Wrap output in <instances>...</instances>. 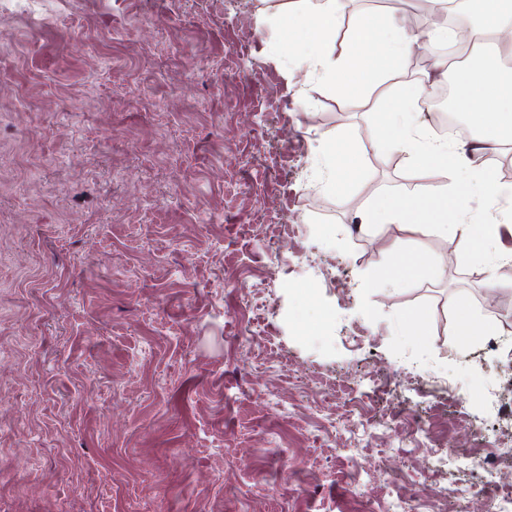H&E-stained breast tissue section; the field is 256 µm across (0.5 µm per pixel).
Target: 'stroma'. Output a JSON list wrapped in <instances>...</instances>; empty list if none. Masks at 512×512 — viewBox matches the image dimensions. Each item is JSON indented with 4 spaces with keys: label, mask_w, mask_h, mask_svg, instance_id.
I'll use <instances>...</instances> for the list:
<instances>
[{
    "label": "stroma",
    "mask_w": 512,
    "mask_h": 512,
    "mask_svg": "<svg viewBox=\"0 0 512 512\" xmlns=\"http://www.w3.org/2000/svg\"><path fill=\"white\" fill-rule=\"evenodd\" d=\"M259 7L68 0L35 26L0 0V512H394L446 487L443 512H477L471 486H512L445 463L486 453L460 424L512 434L486 392L512 401V364L484 350L512 290L483 303L512 266L480 234L357 232L448 178L375 147L374 103L283 68ZM365 14L429 26L423 0H346L337 47ZM448 46L404 80L451 83ZM417 410L424 431L382 424ZM356 170L341 165L338 153H336L335 141L333 146L327 151L324 161L323 178L326 183L334 188L336 184L342 183L355 173Z\"/></svg>",
    "instance_id": "obj_1"
}]
</instances>
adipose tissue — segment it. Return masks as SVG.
Masks as SVG:
<instances>
[{
	"label": "adipose tissue",
	"mask_w": 512,
	"mask_h": 512,
	"mask_svg": "<svg viewBox=\"0 0 512 512\" xmlns=\"http://www.w3.org/2000/svg\"><path fill=\"white\" fill-rule=\"evenodd\" d=\"M480 26L472 33L476 44L505 28H512V0H475ZM340 0H288L264 7L257 17L262 27L287 23L288 36L273 47L275 57L290 65L292 46L301 49V61L310 76L328 84L339 95L378 94L388 99V110L373 128L378 148L398 147L415 165L446 173L452 180L450 208L464 213L471 190L506 201L512 206V187L504 188L485 161L486 153L505 140H512V82L505 78V64L512 60V44L479 56L476 68L457 71V84L465 91L464 108L486 135L473 146L429 140L417 135L415 108L425 85L403 81L408 58L425 36L409 29L394 16L359 18L344 50L336 48ZM431 201L420 195L401 193L385 200L372 216V224H402L418 237L447 228L467 237L471 225L429 219Z\"/></svg>",
	"instance_id": "ef3b65f1"
}]
</instances>
